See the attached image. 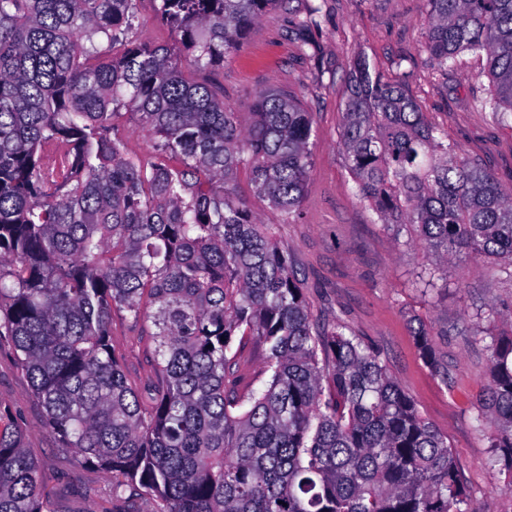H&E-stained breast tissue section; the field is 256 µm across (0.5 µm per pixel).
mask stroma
Returning a JSON list of instances; mask_svg holds the SVG:
<instances>
[{
    "instance_id": "stroma-1",
    "label": "stroma",
    "mask_w": 512,
    "mask_h": 512,
    "mask_svg": "<svg viewBox=\"0 0 512 512\" xmlns=\"http://www.w3.org/2000/svg\"><path fill=\"white\" fill-rule=\"evenodd\" d=\"M303 7V0H283L262 16L224 66L191 77L223 90L225 105L245 130L256 121L254 95L261 90L291 92L312 111L313 163L298 219L283 223L267 202L251 196L247 176L239 177V190L287 247L313 318L339 323L373 347L422 417L447 436L472 512H512V487L491 465L492 450L476 422L490 367L486 338L512 333V263L484 257L425 288L421 277L433 258L413 246L412 228L397 235L373 223L354 195L339 149L344 82L361 54L373 69L408 88L461 156L507 188H512V121L498 122L484 105L490 84L481 58L461 54L450 78L439 76L425 47L427 0H324L314 55L301 54L290 32L291 10ZM491 306L501 318H485ZM421 321L432 329L447 376L434 374L420 355L413 330ZM112 346L132 383L155 382L152 337L132 330L118 313L112 318ZM264 362L260 340L239 347L243 386L264 388ZM1 411L23 430L60 508L99 512L106 479L73 452L59 449L11 345L0 340Z\"/></svg>"
}]
</instances>
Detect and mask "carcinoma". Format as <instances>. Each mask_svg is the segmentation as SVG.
<instances>
[{
  "label": "carcinoma",
  "instance_id": "1",
  "mask_svg": "<svg viewBox=\"0 0 512 512\" xmlns=\"http://www.w3.org/2000/svg\"><path fill=\"white\" fill-rule=\"evenodd\" d=\"M280 0H159L172 43L141 42L137 0H0V340L57 445L110 481L101 512H471L448 437L380 356L318 324L288 249L237 190L285 222L312 167L313 115L256 94L245 132L224 94L192 80L235 55ZM441 75L485 58V101L512 119V0H427ZM321 5L291 19L304 33ZM152 140L129 154L124 114ZM339 147L377 223L415 228L428 282L483 256L512 263V189L458 156L398 82L350 71ZM151 324L162 386L140 389L112 347V314ZM266 346L263 390L239 387L234 338ZM447 377L431 333L415 328ZM478 426L512 483V338L490 337ZM0 512H61L25 438L0 416Z\"/></svg>",
  "mask_w": 512,
  "mask_h": 512
}]
</instances>
